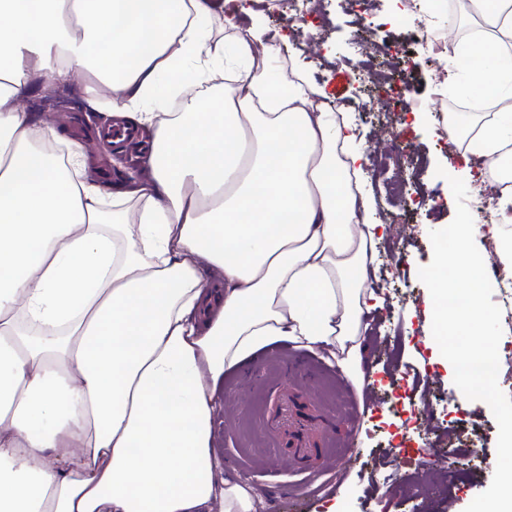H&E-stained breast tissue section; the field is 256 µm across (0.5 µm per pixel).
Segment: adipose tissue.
Instances as JSON below:
<instances>
[{
  "instance_id": "ef3b65f1",
  "label": "adipose tissue",
  "mask_w": 512,
  "mask_h": 512,
  "mask_svg": "<svg viewBox=\"0 0 512 512\" xmlns=\"http://www.w3.org/2000/svg\"><path fill=\"white\" fill-rule=\"evenodd\" d=\"M449 43L498 112L448 116L512 223V0H464ZM224 0H0V512H256L220 472L215 398L269 345L322 349L366 380L364 318L383 299L384 226L344 172L358 135L301 71L273 79L274 38H218ZM230 91L184 96L215 69ZM81 72L126 128L151 130L145 174L106 204L82 145L44 150L19 107ZM181 97L180 111L164 106Z\"/></svg>"
}]
</instances>
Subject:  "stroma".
Wrapping results in <instances>:
<instances>
[{
	"mask_svg": "<svg viewBox=\"0 0 512 512\" xmlns=\"http://www.w3.org/2000/svg\"><path fill=\"white\" fill-rule=\"evenodd\" d=\"M288 0H266L257 18L278 36L279 58L273 72L305 70L327 93L325 103L367 98L364 70L353 58L363 36L396 48L391 59L411 87L413 104L394 133L416 149L424 163L423 183L434 200L413 206L403 224L393 223L397 210L385 200L383 184L363 172L361 187L370 191L375 216L387 226L372 248L369 277L381 289L384 303L368 319L371 380L364 391L326 362L321 352H305L279 343L261 353L257 365L286 359L294 363L293 382L300 398L334 413L336 443L332 469L315 471L308 482L289 473L284 452L265 445L259 418L274 408V396L255 372L224 379L222 407L214 446L224 470L250 483L263 496L259 512H464L493 478L497 462L498 425L489 405L475 400L462 405L461 393L447 367L436 360L431 344L432 300L418 270L433 257L430 231L446 227L456 204L444 173L453 147L433 108L449 36H463L468 21L449 28L431 0H418L426 25L437 31L436 43L424 44L413 25L395 21L401 0H367L356 10L352 0H308L296 21L288 19ZM62 93L73 104L67 112L46 114L70 139H82L106 192L117 189L134 163L124 151L96 139L107 101L85 93L74 75ZM455 446L454 460L443 457Z\"/></svg>",
	"mask_w": 512,
	"mask_h": 512,
	"instance_id": "stroma-1",
	"label": "stroma"
}]
</instances>
